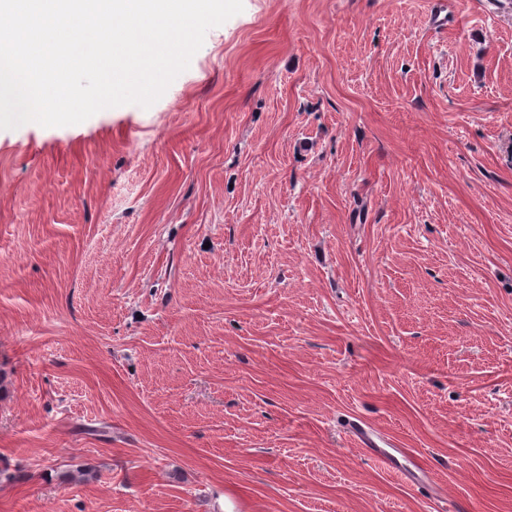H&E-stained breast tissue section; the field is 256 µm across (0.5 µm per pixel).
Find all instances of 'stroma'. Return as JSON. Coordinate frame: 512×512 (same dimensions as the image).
<instances>
[{"label":"stroma","mask_w":512,"mask_h":512,"mask_svg":"<svg viewBox=\"0 0 512 512\" xmlns=\"http://www.w3.org/2000/svg\"><path fill=\"white\" fill-rule=\"evenodd\" d=\"M447 2L243 0L0 130V512H512V0ZM349 431L357 438L359 445L362 448H368L370 454L382 460L386 466L394 473L399 474L409 484H415L420 478H428L426 474V464L420 459H415L412 463V468H404L397 457L393 455L388 449L381 448L375 441L369 430L357 421H351L347 424Z\"/></svg>","instance_id":"stroma-1"}]
</instances>
